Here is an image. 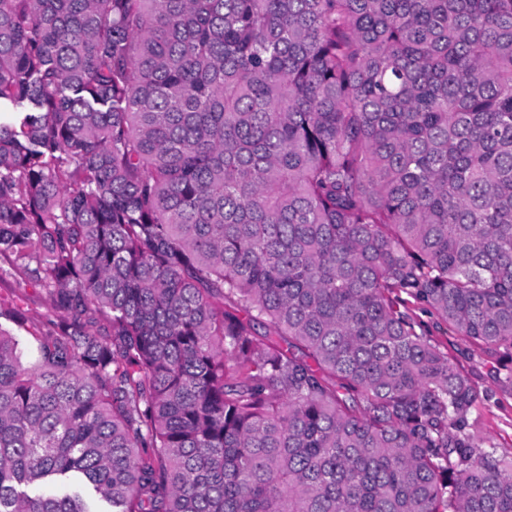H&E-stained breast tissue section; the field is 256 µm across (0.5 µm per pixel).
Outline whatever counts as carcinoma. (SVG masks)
Wrapping results in <instances>:
<instances>
[{
  "label": "carcinoma",
  "instance_id": "carcinoma-1",
  "mask_svg": "<svg viewBox=\"0 0 512 512\" xmlns=\"http://www.w3.org/2000/svg\"><path fill=\"white\" fill-rule=\"evenodd\" d=\"M3 106L0 512H512V0H0ZM474 350V351H473ZM464 365L472 380L486 389L490 399L472 413L478 417L484 435L501 450L512 453V391L497 386L490 377L492 361L484 352L472 347L465 352Z\"/></svg>",
  "mask_w": 512,
  "mask_h": 512
}]
</instances>
